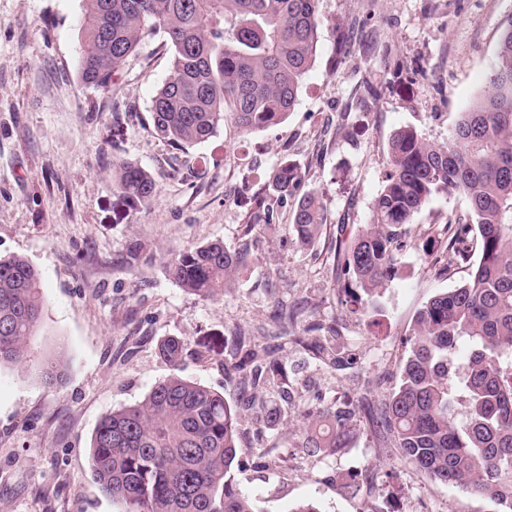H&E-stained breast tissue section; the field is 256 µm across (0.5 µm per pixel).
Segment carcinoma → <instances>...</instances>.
Instances as JSON below:
<instances>
[{
    "label": "carcinoma",
    "mask_w": 512,
    "mask_h": 512,
    "mask_svg": "<svg viewBox=\"0 0 512 512\" xmlns=\"http://www.w3.org/2000/svg\"><path fill=\"white\" fill-rule=\"evenodd\" d=\"M319 0H84L79 75L111 91L112 77L140 45L145 30L164 33L171 77L151 106L155 133L186 149L215 135L231 118L250 134L294 111L315 62ZM389 170L368 224L344 247L340 273L352 303L366 309L399 275L398 254L410 243L414 217L440 194H457L469 220L444 249L467 241L479 259L462 286L431 297L417 312L400 382L380 407L382 427L399 453L429 478L488 494L512 512V14L501 23L484 92L459 114L448 140L432 142L413 126L388 144ZM112 185L132 205L150 203L156 182L121 161ZM297 165L285 161L254 198L249 224H275L297 198L294 243L314 246L326 224L319 195L301 192ZM247 253L221 240L193 246L168 272L203 298L224 292ZM43 299L40 276L20 256L0 258V365L29 357ZM185 343L169 337L160 353L178 369ZM255 364L253 384L286 380L285 368L236 338L224 368ZM276 425L280 405L255 403ZM304 447L332 456L356 434L357 406L338 401L305 413ZM240 409L224 395L173 373L134 405L107 412L91 443L93 483L124 512H254L231 481L241 433Z\"/></svg>",
    "instance_id": "carcinoma-1"
}]
</instances>
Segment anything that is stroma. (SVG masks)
Wrapping results in <instances>:
<instances>
[{"label":"stroma","instance_id":"1","mask_svg":"<svg viewBox=\"0 0 512 512\" xmlns=\"http://www.w3.org/2000/svg\"><path fill=\"white\" fill-rule=\"evenodd\" d=\"M315 63L297 105L275 127L243 135L230 121L187 150L158 138L152 98L170 77L171 49L148 32L116 71L111 91L79 78L83 0H0V256L40 274L44 301L32 360L0 366V512H123L92 483V436L108 411L141 401L171 367L158 345L184 340L182 377L243 400L241 373L224 369L240 334L286 363L293 404L266 428L246 413L231 476L258 512H499L486 494L438 483L398 453L375 421L398 382L416 312L463 285L477 252L426 255L445 224L464 223L465 200L441 195L416 216L415 247L369 311L343 302L336 243L368 223L387 169L388 141L412 125L444 141L485 88L512 0H319ZM371 45L367 60L337 62L341 35ZM412 76L397 77V63ZM137 163L157 193L129 205L112 165ZM299 166L327 215L309 250L280 221L248 224L250 198L280 162ZM216 239L250 251L224 293L203 299L168 275V260ZM335 327L340 363H321L293 336ZM67 364L52 389L39 366ZM354 400L357 437L333 456L304 448L306 411ZM363 478L345 492L349 477Z\"/></svg>","mask_w":512,"mask_h":512}]
</instances>
